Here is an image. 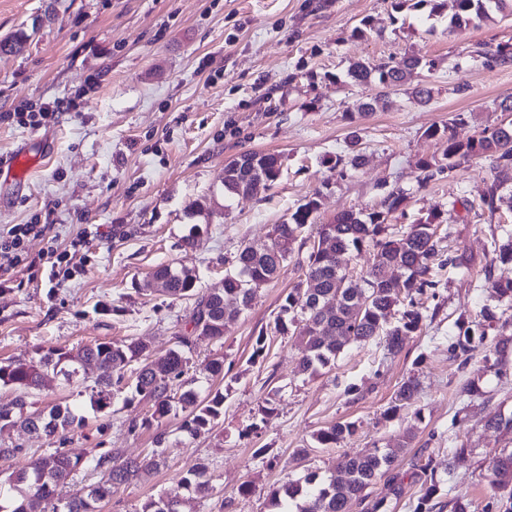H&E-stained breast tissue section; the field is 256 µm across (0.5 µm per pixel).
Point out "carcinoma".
<instances>
[{
    "mask_svg": "<svg viewBox=\"0 0 512 512\" xmlns=\"http://www.w3.org/2000/svg\"><path fill=\"white\" fill-rule=\"evenodd\" d=\"M456 11L448 21V28L461 27L470 16L488 14L489 4L499 10L512 9V0H454ZM473 57L487 65L512 63V45L498 44L493 49L478 47ZM422 67L418 58L410 57L400 67L388 62L372 64L357 61L350 65L347 78L357 85L374 81L388 89L402 86L416 70ZM448 148L446 162L420 165L418 183L426 185L441 178L465 163L469 157L486 154L493 158L495 177L481 195V202L493 212L501 200L499 191L512 181V123L485 129L480 136L466 143L456 139L451 129H444ZM242 166L232 159L224 164V197H236L242 183L258 176L276 182L282 175L280 155L263 152H245ZM405 197L390 192L382 202V210L373 212L343 210L324 224H316L315 238L327 236L332 244L326 249L311 247L307 256L304 279L284 298L281 312L300 308L301 317L291 320L293 333L302 339V357L298 370L313 375L335 364L338 356L352 343H366L377 336L385 337L391 353L402 349L404 337L415 332L424 319L418 308L417 297L434 288L433 261L438 254V240L432 236L431 225L436 217L409 225L405 231L393 235L388 232V217L402 209ZM316 200L300 205L290 219L273 226L268 241L260 246L245 244L234 257L235 272L224 275L222 287L197 291L198 275L185 265L161 263L153 274L166 281V295L172 299H194L187 322L193 324V334L182 332L177 336L176 348L156 357L147 345L134 339L121 343L100 342L72 352L62 347H51L38 360L12 362L0 365V382L30 390L39 387L44 372L52 370L70 380L77 376L85 364H97V392L91 398L94 413H104L112 404L114 391L120 390L126 378L125 368L133 362L139 366L133 371L131 389L140 399L152 405L150 417L142 426L161 427L173 410L180 405L186 413L183 428L192 435L211 429V425L224 414V395L200 397L196 387L198 378L189 375V359L185 349L191 347L193 337H204L220 342L226 327L249 309L258 288L277 275L281 265L293 251V244L311 224H315ZM373 250V263L359 280L347 277L344 256L363 248ZM386 267L398 270L402 278L389 281L382 276ZM398 317L397 323L390 318ZM459 330L450 344L451 353L468 362L476 350L471 327L464 318L456 321ZM417 383L410 378L397 391L395 412L413 404ZM32 404L19 396L0 406V431L18 424L30 427L45 436H54L68 429L80 428L85 416L69 404L52 403L41 409L30 410ZM355 423H336L315 434L322 447L336 445L352 436ZM404 444L394 448H368L347 455L338 464L339 475L322 477L316 472L306 474L303 480L288 482L270 491L269 501L275 512H346L350 500L366 504V512H387L384 500H372L369 486L389 469L394 456ZM161 452L155 449L142 459L118 461L102 453L86 461L99 471V482L84 487L63 505V512H96L97 505L112 496V490L134 477L148 474L160 466ZM83 467L81 459L71 458L55 450L32 461L30 470L13 473L5 484H0V512H58L59 490L68 484L72 475ZM206 467L199 466L184 475L180 487L191 489L202 496L210 487L204 479ZM423 493L418 498L415 512H434L442 491V479L432 460L419 466ZM489 506L512 512V451L496 457L490 466L488 482ZM180 504L179 493H171L157 500L150 499L142 512H169L166 504Z\"/></svg>",
    "mask_w": 512,
    "mask_h": 512,
    "instance_id": "cac0c4a2",
    "label": "carcinoma"
}]
</instances>
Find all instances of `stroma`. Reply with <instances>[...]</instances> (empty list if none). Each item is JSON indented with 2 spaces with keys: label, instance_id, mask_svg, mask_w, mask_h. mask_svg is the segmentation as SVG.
I'll list each match as a JSON object with an SVG mask.
<instances>
[{
  "label": "stroma",
  "instance_id": "35a3bbf8",
  "mask_svg": "<svg viewBox=\"0 0 512 512\" xmlns=\"http://www.w3.org/2000/svg\"><path fill=\"white\" fill-rule=\"evenodd\" d=\"M24 33L17 53L0 55V159L39 143L38 167L21 184L0 181V229L39 217L51 237L30 240L29 254L51 241L66 243L94 229L73 259L75 274L49 289L42 269L23 266L0 288V365L38 359L61 346L77 350L97 342L133 338L156 354L176 345L192 302L147 288L154 267L179 262L195 268L199 288L223 279L225 262L245 244H261L273 225L317 198V223L336 212L380 209L392 191L405 196L399 228L437 216L440 260L446 266L424 320L389 354L384 340L348 346L332 368L299 373L300 340L276 326L280 306L304 277L309 244L295 242L277 276L259 289L251 308L229 327L223 342L195 340L194 369L213 356L224 374L211 391L224 395V414L208 431L190 435L183 414L155 429L142 427L147 402L115 393L107 413L85 427L47 437L20 426L0 431V447L22 454L0 460V480L59 450L83 459L106 453L119 460L162 450L151 475L114 489L99 512H140L150 498L179 493L181 512H269L272 488L306 472L329 474L342 456L414 437L389 470L370 486L389 512H414L421 483L415 463L433 461L442 475L439 512L455 501L487 512L493 459L512 450V432L488 427L494 413H512V362L496 373L475 351L461 363L448 349L459 317L481 322L484 347L512 339V301L485 288L486 277L512 280V263L493 260V237L512 229V204L488 211L480 196L495 172L475 156L450 176L419 187L421 161L443 162L442 128L467 141L486 128L512 121L500 103L512 100V65H483L476 44L512 43V14L492 12L459 29L429 6L395 7L393 0H0V36ZM424 67L407 84L382 93L379 85L345 82L356 61ZM467 83L468 95L455 93ZM431 90L417 103L416 84ZM384 94L383 105L361 115L359 103ZM75 102L49 127H22L6 115L45 102ZM357 142L360 166L349 163ZM246 151L280 155L283 172L248 197L224 200V165ZM207 231L196 250L183 246L196 203ZM471 256L469 267L448 258ZM262 358L253 359L257 338ZM420 386L414 409H394L408 378ZM96 371L72 381L48 376L31 391L37 406L67 402L90 408ZM475 384L476 394L465 391ZM352 422L356 432L323 448L313 435ZM465 447L466 455L449 452ZM307 449L299 457V449ZM208 466V496L178 487L196 464ZM250 494H240L241 485Z\"/></svg>",
  "mask_w": 512,
  "mask_h": 512
}]
</instances>
